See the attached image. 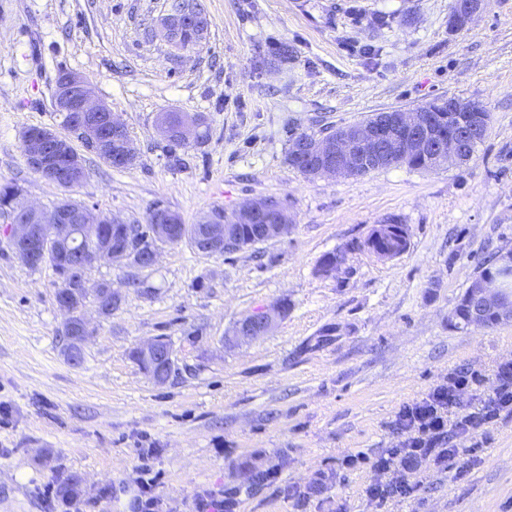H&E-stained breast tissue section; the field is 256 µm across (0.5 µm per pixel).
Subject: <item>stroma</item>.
<instances>
[{
	"label": "stroma",
	"mask_w": 512,
	"mask_h": 512,
	"mask_svg": "<svg viewBox=\"0 0 512 512\" xmlns=\"http://www.w3.org/2000/svg\"><path fill=\"white\" fill-rule=\"evenodd\" d=\"M165 2L0 0V182L45 206L60 196L28 167L22 136L59 128L51 91L73 70L139 152L129 169L87 155L75 198L129 224L160 200L191 225L271 196L293 228L233 254L183 241L151 268H94L90 280L112 283L120 304L100 319L87 301L92 334L75 365L58 277L13 254L0 215V512H57L44 491L72 478L78 512H135L146 466L159 512H190L210 494L233 495L238 512H512V413L464 437L473 461L424 463L415 497L364 493L374 458L406 438L403 403L467 369L478 378L461 396L468 411L512 360V323L448 320L482 263L512 250V0H485L458 31L452 0H201L209 37L187 50L154 30ZM282 45L292 58H275ZM450 97L491 114L466 165L310 180L286 161L293 133ZM168 111L203 115V142L171 148L156 129ZM392 215L410 228L404 254L356 251L335 276L318 274L325 254ZM282 299L288 314L266 335L225 344ZM156 336L174 351L162 386L131 357Z\"/></svg>",
	"instance_id": "obj_1"
}]
</instances>
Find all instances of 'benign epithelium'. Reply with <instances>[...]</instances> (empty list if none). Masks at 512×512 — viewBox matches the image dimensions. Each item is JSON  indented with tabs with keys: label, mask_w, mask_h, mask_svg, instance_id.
Here are the masks:
<instances>
[{
	"label": "benign epithelium",
	"mask_w": 512,
	"mask_h": 512,
	"mask_svg": "<svg viewBox=\"0 0 512 512\" xmlns=\"http://www.w3.org/2000/svg\"><path fill=\"white\" fill-rule=\"evenodd\" d=\"M178 9L168 11L160 19L159 32L169 42L180 40L186 27V17L192 18L194 44L206 39L209 21L198 11L193 0H180ZM485 0H454L449 22L452 26H465L482 10ZM55 112L70 117L65 133L50 127L30 131L23 138V152L28 167L47 183L65 190L81 185L87 176L85 154L92 153L110 165L120 162L131 166L137 162L138 153L130 135L123 134L125 124L112 112L110 105L96 93L93 82L84 74L67 70L60 74L53 90ZM203 122L199 113L184 112L173 123L162 113L157 120V132L165 140L182 144L193 142ZM470 142L463 131L444 138L440 136L430 117L419 109L392 110L378 113L366 122H355L336 128L331 134L301 140L298 157L309 161L304 174L309 178L361 176L367 163L383 169L395 165L402 158L429 151L437 164L447 160L462 165L470 160L467 145ZM8 206L15 217L10 228L13 252L25 264H39L37 246H53L76 254L75 262L68 266L65 275L67 292L57 297L64 315V328L78 327L80 333L67 337L68 356L78 364L82 349L90 334V324L84 314L88 297H94L97 314L109 315L110 308L102 299L117 298L118 293L104 284L90 285L88 273L101 264H117L137 268H150L160 257L162 245L168 243L175 214L160 207L152 213L149 229L150 244L142 254L131 252L111 241L104 232V225L117 224L111 215L92 209L69 194L61 196L50 207H44L27 198V191L18 186ZM234 219L263 218L260 225L264 242L281 239L291 228L287 209L276 198L258 197L248 200L231 214ZM201 228L191 237L192 246L200 252H211L221 241L230 237L233 225L206 214L200 220ZM353 243L333 252L335 260L325 265L319 275L330 277L344 264ZM471 313L469 326L481 328L484 318L492 314L502 324L512 323V252L500 256L498 270L481 278L469 290ZM286 315L285 307L272 304L267 309L241 319L224 338L229 345H239L265 335L274 323ZM135 361L148 365L145 373L161 386L168 382L173 372L174 353L168 341L155 337L140 344L135 350Z\"/></svg>",
	"instance_id": "1"
}]
</instances>
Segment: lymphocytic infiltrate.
Returning <instances> with one entry per match:
<instances>
[{"instance_id": "f902f5d3", "label": "lymphocytic infiltrate", "mask_w": 512, "mask_h": 512, "mask_svg": "<svg viewBox=\"0 0 512 512\" xmlns=\"http://www.w3.org/2000/svg\"><path fill=\"white\" fill-rule=\"evenodd\" d=\"M497 388L484 403L466 414H457L460 397L476 385L474 374L464 370L452 373L445 384L435 387L425 398L404 403L395 423L407 434L401 447L388 449L372 462L380 479L368 485L366 494L384 501L391 497H413L420 489L414 474L426 459H454L464 450L456 437L476 433L496 422L501 412L512 411V361L500 364Z\"/></svg>"}]
</instances>
